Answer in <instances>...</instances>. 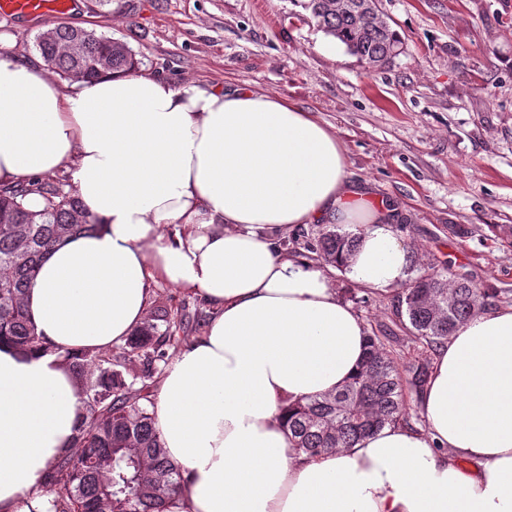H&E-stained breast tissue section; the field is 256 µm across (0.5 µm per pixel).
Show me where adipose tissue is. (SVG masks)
Returning <instances> with one entry per match:
<instances>
[{
  "label": "adipose tissue",
  "instance_id": "adipose-tissue-1",
  "mask_svg": "<svg viewBox=\"0 0 512 512\" xmlns=\"http://www.w3.org/2000/svg\"><path fill=\"white\" fill-rule=\"evenodd\" d=\"M64 171L98 228L49 251L26 294L44 342L0 344V512H49L80 396L62 355L124 345L162 281L215 315L166 365L154 405L182 489L166 512H512V307L459 324L420 400L427 426L296 450L284 409L345 386L367 325L332 268L279 244L290 228L359 232L341 270L404 283L401 219L348 175L313 113L251 87L174 88L138 70L68 85L0 57V187Z\"/></svg>",
  "mask_w": 512,
  "mask_h": 512
}]
</instances>
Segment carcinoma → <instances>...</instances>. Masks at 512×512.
I'll return each instance as SVG.
<instances>
[{
	"label": "carcinoma",
	"instance_id": "cac0c4a2",
	"mask_svg": "<svg viewBox=\"0 0 512 512\" xmlns=\"http://www.w3.org/2000/svg\"><path fill=\"white\" fill-rule=\"evenodd\" d=\"M309 18L338 39L361 62L381 68L403 48L396 31L359 0H304ZM40 55L66 79L88 83L102 71L135 66L123 42L94 30L56 26L36 37ZM37 194L46 202L41 213L28 211L23 200ZM89 219L77 197L61 183L42 179L0 187V343L19 349L41 346L25 305L44 256L65 239L90 234ZM357 236L334 224H314L303 238L282 242L300 256L336 266L351 251ZM496 289H480L464 277H449L444 268L409 280L397 297L395 316L409 331L424 358L401 365L399 338L369 330L367 352L358 373L340 391L318 394L287 407L288 437L307 455L352 448L386 426L410 424L406 395L423 390L432 356L456 326L485 307ZM173 298L162 292L150 314L126 341L106 352H65L63 360L77 384L86 413L77 451L51 468V512H165L167 501L181 490L178 468L169 460L156 427L148 388L159 382L169 354L178 349L184 326ZM139 360L137 377L124 375L126 362Z\"/></svg>",
	"mask_w": 512,
	"mask_h": 512
}]
</instances>
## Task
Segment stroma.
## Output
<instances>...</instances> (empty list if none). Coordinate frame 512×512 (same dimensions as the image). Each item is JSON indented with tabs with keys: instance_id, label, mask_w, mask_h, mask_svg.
I'll return each mask as SVG.
<instances>
[{
	"instance_id": "35a3bbf8",
	"label": "stroma",
	"mask_w": 512,
	"mask_h": 512,
	"mask_svg": "<svg viewBox=\"0 0 512 512\" xmlns=\"http://www.w3.org/2000/svg\"><path fill=\"white\" fill-rule=\"evenodd\" d=\"M402 53L371 69L300 0H96L64 17L126 43L179 87L246 83L332 127L352 182L401 210L415 272L450 267L512 306V0H377ZM41 19L0 16L5 53L34 61Z\"/></svg>"
}]
</instances>
